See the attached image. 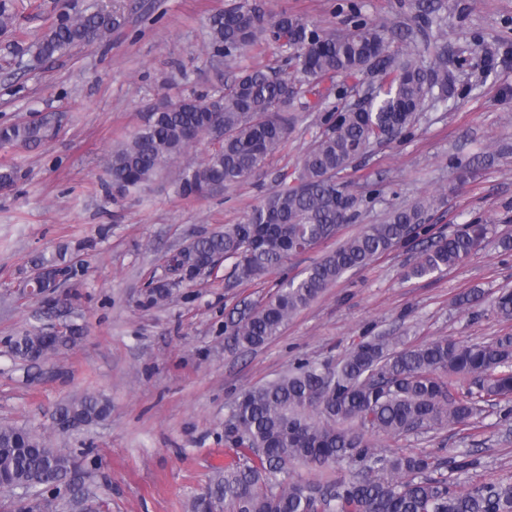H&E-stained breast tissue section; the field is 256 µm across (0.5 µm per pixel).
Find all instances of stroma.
Masks as SVG:
<instances>
[{"label":"stroma","instance_id":"35a3bbf8","mask_svg":"<svg viewBox=\"0 0 512 512\" xmlns=\"http://www.w3.org/2000/svg\"><path fill=\"white\" fill-rule=\"evenodd\" d=\"M225 2L114 0L120 24L107 42L44 64H19L14 43L43 34L56 0H22L13 27L0 31V125L34 113L59 118L54 134L36 145L0 147V166L15 164L26 174L0 191V342L71 322L85 327L74 346L37 364L0 356V424L36 430L55 448L85 450L81 481L89 496L73 512H190L192 498L232 460L224 419L233 399L297 361H337L365 335L407 344L512 335V321L493 309L498 292L512 290V251L492 242L461 265L408 280L404 274L422 249L416 240L346 273L264 345L225 349L224 326L236 308L263 304L282 278L312 266L328 244L251 286L237 282L228 260L178 282L167 259L191 240L243 221L275 189L277 171L295 167L320 113H306L260 181L185 198L169 170L136 195L115 198L104 188L105 156L150 106L208 91L242 69L279 65L273 43L204 65L207 20ZM261 2L269 12L285 9L327 30L349 25L346 0ZM446 2L441 39L449 66L480 71L482 58L472 51L478 37L493 51L491 73L461 83L458 97L421 113L411 136L375 146L342 173L359 199V216L339 238L381 222L390 206L431 193L443 199L430 215L433 234L480 222L497 236H512V0ZM63 248L79 254L83 270L59 288L61 301L47 314L40 300L21 297L18 285L34 257ZM157 280L171 281L170 297L143 305ZM474 288L482 290L481 301L459 306L458 297ZM85 393L107 398L111 417L75 436L53 429L56 407ZM376 442L438 456L478 449L482 465L458 476L461 491L479 481H512V418L495 406L469 431L447 427Z\"/></svg>","mask_w":512,"mask_h":512}]
</instances>
